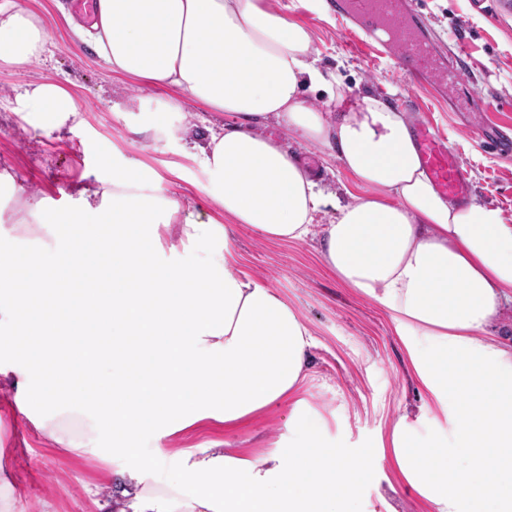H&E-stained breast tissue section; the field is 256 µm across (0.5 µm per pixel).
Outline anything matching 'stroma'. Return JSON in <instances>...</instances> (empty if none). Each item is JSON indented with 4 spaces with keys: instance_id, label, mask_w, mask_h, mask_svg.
I'll use <instances>...</instances> for the list:
<instances>
[{
    "instance_id": "obj_1",
    "label": "stroma",
    "mask_w": 512,
    "mask_h": 512,
    "mask_svg": "<svg viewBox=\"0 0 512 512\" xmlns=\"http://www.w3.org/2000/svg\"><path fill=\"white\" fill-rule=\"evenodd\" d=\"M34 14L47 37L41 61L18 67L0 63V254L47 241L30 216L27 195L44 198L47 210L67 208L72 194L94 177L112 172V150L166 178L170 195L206 211L195 184L207 175L181 155L178 136L139 142L129 122L163 111L170 89L119 77L92 45L80 42L63 6L71 0H15ZM428 18L424 36L437 51L463 50L473 83L446 92L426 82L406 83L392 63L367 45L347 43L325 0H272L288 19L306 25L324 68L340 71L352 96L372 94L407 111L412 123L434 126L458 151L472 195L500 208L512 223V154L492 146L512 136V9L477 10L470 0H415ZM67 87L79 104L75 122L44 134L22 117L17 93L41 82ZM238 268L278 292L310 329L314 345L301 418L320 423L321 440L346 454L370 453L397 418L414 411L421 388L388 311L341 283L323 263L314 241L264 240L251 227H234ZM290 407H271L243 424L225 453L266 452L290 433ZM109 438L79 456L20 413L15 392L0 388V512H97L91 490L108 494L112 470L123 465ZM378 477L354 503L355 512H423L417 498L390 487L387 462L372 457Z\"/></svg>"
}]
</instances>
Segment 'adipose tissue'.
<instances>
[{
  "label": "adipose tissue",
  "instance_id": "obj_1",
  "mask_svg": "<svg viewBox=\"0 0 512 512\" xmlns=\"http://www.w3.org/2000/svg\"><path fill=\"white\" fill-rule=\"evenodd\" d=\"M78 34L114 73L180 92L131 125L140 139L169 132L184 97L227 119L183 144L209 176L197 190L212 212L185 208L163 178L116 150L111 177L79 189L68 210L26 199L52 239L15 250L0 278L28 326L14 344L25 367L0 368V384L54 434L53 385L80 378L89 435L65 447L89 454L106 433L130 461L113 472L100 512H354L373 477L302 419L294 440L259 455L224 453L216 440L166 447L199 424L229 435L271 405L302 404L311 332L277 292L238 271L236 224L268 240L319 237L327 268L390 313L426 395L377 451L425 512H512V338L501 325L512 307V224L501 209L439 193L406 113L370 94L347 107V87L320 66L310 30L267 0H98ZM44 41L33 15L0 0V61L32 63ZM320 92L330 108L313 106ZM23 99L27 123L47 134L78 113L54 82ZM271 123L289 143L261 134ZM303 143L327 147L353 192H326L295 151ZM328 205L335 222L318 223ZM199 245L200 262L171 261ZM437 411L451 415L453 439L420 435ZM147 433L157 444L142 464Z\"/></svg>",
  "mask_w": 512,
  "mask_h": 512
}]
</instances>
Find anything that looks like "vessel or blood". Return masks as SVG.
Segmentation results:
<instances>
[{"instance_id":"vessel-or-blood-1","label":"vessel or blood","mask_w":512,"mask_h":512,"mask_svg":"<svg viewBox=\"0 0 512 512\" xmlns=\"http://www.w3.org/2000/svg\"><path fill=\"white\" fill-rule=\"evenodd\" d=\"M331 11L342 21L348 42L359 45L372 37L375 30L388 29L390 38L379 51L392 55L400 73L424 79L438 87L463 84L471 79L464 65L447 66L442 57L422 38L425 19L410 0H336ZM413 135L420 159L436 189L459 202L470 197V184L457 152L433 128L417 124Z\"/></svg>"}]
</instances>
